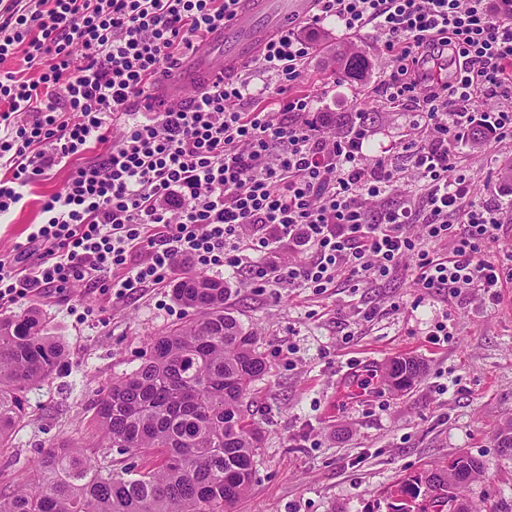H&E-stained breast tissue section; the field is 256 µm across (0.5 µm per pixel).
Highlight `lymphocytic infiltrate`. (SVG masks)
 <instances>
[{
	"mask_svg": "<svg viewBox=\"0 0 512 512\" xmlns=\"http://www.w3.org/2000/svg\"><path fill=\"white\" fill-rule=\"evenodd\" d=\"M314 2L252 73L167 103L153 87L239 0H0V217L31 182L72 169L26 243L0 256V305L81 282L120 300L184 266L318 295L342 280L379 285L410 256L419 287L454 299H494L512 284V266L487 253L505 209L474 202L477 178L456 155L479 127L512 142V0ZM329 20L375 33L382 94L423 130L402 148L414 201L392 196L404 168L368 162L365 117L330 134L310 97L292 92L314 51L310 28ZM18 50L22 72L5 66ZM439 59L453 65L450 80L431 75ZM256 72L274 79V95L252 92ZM479 97L498 105L471 111ZM283 243L295 250L285 260Z\"/></svg>",
	"mask_w": 512,
	"mask_h": 512,
	"instance_id": "1",
	"label": "lymphocytic infiltrate"
}]
</instances>
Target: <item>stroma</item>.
<instances>
[{"label":"stroma","mask_w":512,"mask_h":512,"mask_svg":"<svg viewBox=\"0 0 512 512\" xmlns=\"http://www.w3.org/2000/svg\"><path fill=\"white\" fill-rule=\"evenodd\" d=\"M364 55V77L335 83V46ZM385 59L375 37L345 35L334 23L317 37L298 85L329 116L360 110L372 121L369 157L404 164L402 146L417 130L407 108L389 105L378 90ZM459 158L482 181L500 190L501 167L512 144L486 140L461 147ZM69 169L31 183L22 203L0 221V256L25 242L41 220L44 196L62 191ZM374 288L345 284L315 295L292 288L259 290L243 274L224 273L227 312L257 335L269 370L246 399L261 436L250 489L235 512H392L393 492L424 470L465 455L486 466L463 490L474 512H512V453L496 436L512 422V286L495 303L480 294L457 301L418 288L410 270ZM38 309L64 358L54 374L28 395L27 415L0 448V492L34 480V463L58 438L73 436L89 456L107 457L112 470L129 465L120 449L101 451L93 441L97 400L113 380L141 362L150 341L192 317L171 288H151L121 301L99 288L51 289L0 306V318ZM372 320H365L368 310ZM446 325L447 340L431 333ZM413 358L423 373L406 392L389 386L390 361ZM376 376L370 389L339 395L342 383Z\"/></svg>","instance_id":"1"}]
</instances>
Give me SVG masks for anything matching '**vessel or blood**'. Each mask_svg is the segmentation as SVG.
<instances>
[{
	"label": "vessel or blood",
	"instance_id": "obj_1",
	"mask_svg": "<svg viewBox=\"0 0 512 512\" xmlns=\"http://www.w3.org/2000/svg\"><path fill=\"white\" fill-rule=\"evenodd\" d=\"M313 0H242L237 16L216 31L209 50H200L180 64L165 88L169 100L186 98L218 76L237 73L255 58L285 19L307 17Z\"/></svg>",
	"mask_w": 512,
	"mask_h": 512
}]
</instances>
